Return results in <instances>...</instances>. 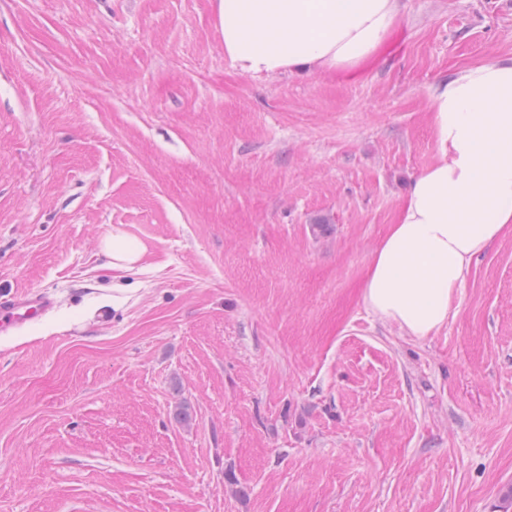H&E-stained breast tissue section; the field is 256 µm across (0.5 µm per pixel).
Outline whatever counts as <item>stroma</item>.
<instances>
[{
    "instance_id": "obj_1",
    "label": "stroma",
    "mask_w": 512,
    "mask_h": 512,
    "mask_svg": "<svg viewBox=\"0 0 512 512\" xmlns=\"http://www.w3.org/2000/svg\"><path fill=\"white\" fill-rule=\"evenodd\" d=\"M403 4L369 70L253 78L218 0H0V295L55 301L0 335V512H498L512 229L434 335L361 285L512 0ZM102 249L115 270L133 269L146 251L142 243L131 240L120 230L112 231V235L103 240Z\"/></svg>"
}]
</instances>
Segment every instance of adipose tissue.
Masks as SVG:
<instances>
[{
	"label": "adipose tissue",
	"instance_id": "adipose-tissue-1",
	"mask_svg": "<svg viewBox=\"0 0 512 512\" xmlns=\"http://www.w3.org/2000/svg\"><path fill=\"white\" fill-rule=\"evenodd\" d=\"M402 0H219L224 54L244 75L359 68ZM439 157L417 176L372 253L361 300L424 338L447 320L472 261L512 226V58L473 63L431 89Z\"/></svg>",
	"mask_w": 512,
	"mask_h": 512
}]
</instances>
